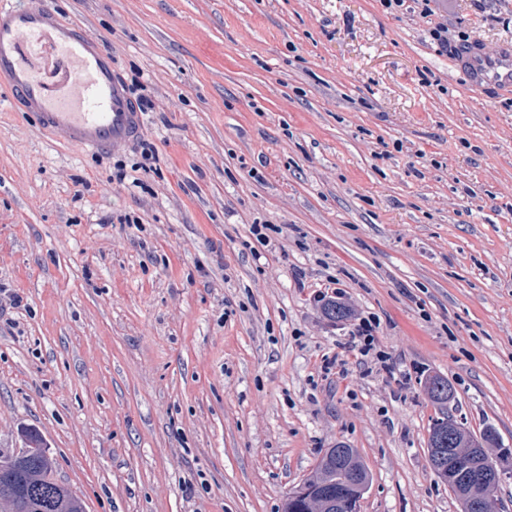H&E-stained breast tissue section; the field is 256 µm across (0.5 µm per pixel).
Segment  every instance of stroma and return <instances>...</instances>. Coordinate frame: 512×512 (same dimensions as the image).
<instances>
[{
	"label": "stroma",
	"mask_w": 512,
	"mask_h": 512,
	"mask_svg": "<svg viewBox=\"0 0 512 512\" xmlns=\"http://www.w3.org/2000/svg\"><path fill=\"white\" fill-rule=\"evenodd\" d=\"M42 2L141 84L158 160L0 108V452L39 431L86 512H281L347 445L361 512H460L422 383L512 450V92L380 0ZM435 9L512 40V0ZM337 287L340 323L313 299ZM369 313L393 375L348 344Z\"/></svg>",
	"instance_id": "stroma-1"
}]
</instances>
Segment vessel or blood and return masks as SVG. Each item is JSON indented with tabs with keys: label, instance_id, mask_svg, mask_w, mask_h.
Instances as JSON below:
<instances>
[{
	"label": "vessel or blood",
	"instance_id": "1",
	"mask_svg": "<svg viewBox=\"0 0 512 512\" xmlns=\"http://www.w3.org/2000/svg\"><path fill=\"white\" fill-rule=\"evenodd\" d=\"M457 62L476 83L512 91V41L493 58L474 46L460 50ZM0 99L85 152L103 153L142 133L111 54L41 0H0Z\"/></svg>",
	"mask_w": 512,
	"mask_h": 512
}]
</instances>
